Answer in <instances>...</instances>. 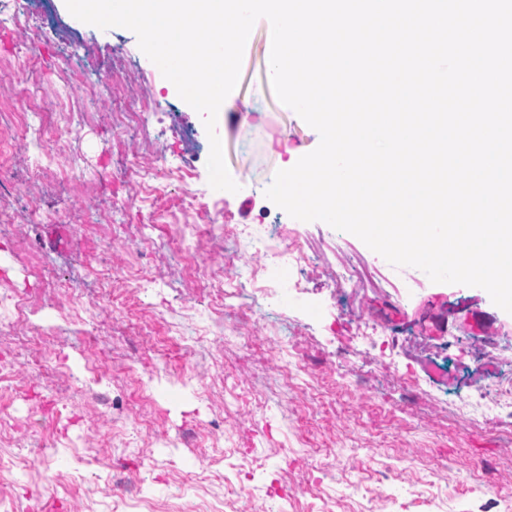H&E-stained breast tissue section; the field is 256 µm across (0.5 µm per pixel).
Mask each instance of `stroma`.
<instances>
[{
  "label": "stroma",
  "mask_w": 512,
  "mask_h": 512,
  "mask_svg": "<svg viewBox=\"0 0 512 512\" xmlns=\"http://www.w3.org/2000/svg\"><path fill=\"white\" fill-rule=\"evenodd\" d=\"M27 5L75 39L118 51L151 114L148 131L112 139L122 99L85 92L64 102L66 48L28 45L0 28V457H26L0 473L12 512H110L122 466L149 512H498L512 500V431L459 412L512 384V314L482 288L431 282L396 267L359 238L289 216L265 196L278 170L320 142L281 103L266 73L272 29L261 18L244 49L236 88L216 131L239 190L216 196L201 115L185 103L125 28L83 23L65 0ZM28 73L31 107L15 102ZM47 121L67 131L53 162L22 135ZM197 157L193 182L206 224H253L280 244L326 241L268 298L252 288L218 302L203 271L224 277V241L201 260L177 246L180 191L162 175ZM104 180L94 183L90 172ZM363 256L390 285H336V254ZM379 323L371 339L359 321ZM309 348L291 378L288 350ZM497 362L480 365L487 352ZM43 357L46 377L25 360ZM104 372L85 388L88 364Z\"/></svg>",
  "instance_id": "1"
}]
</instances>
